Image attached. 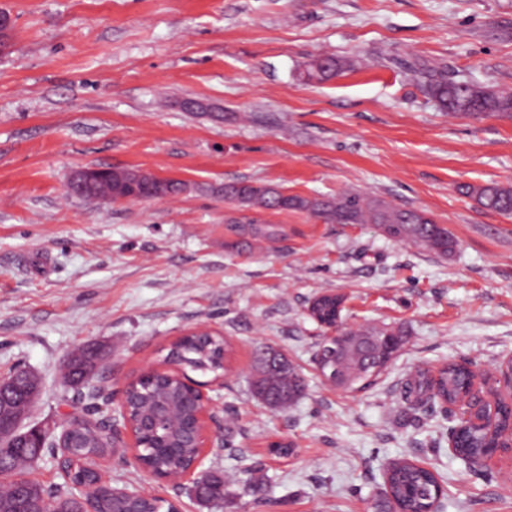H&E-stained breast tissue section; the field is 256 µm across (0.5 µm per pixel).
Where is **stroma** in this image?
<instances>
[{"label":"stroma","mask_w":512,"mask_h":512,"mask_svg":"<svg viewBox=\"0 0 512 512\" xmlns=\"http://www.w3.org/2000/svg\"><path fill=\"white\" fill-rule=\"evenodd\" d=\"M0 376L40 382L30 424L59 430L64 361L101 347L120 392L170 343L204 326L232 347L202 472L227 480L224 512H374L382 466H431L441 512H512V460L470 468L448 449L451 420L404 388L416 367L512 356V215L462 184L512 185V120L440 110L396 57L512 92V0H0ZM320 55L353 61L319 83ZM136 170L186 185L139 202L68 195L76 170ZM232 181L304 197L358 189L445 224L440 257L371 224L238 209ZM282 225L242 241L231 220ZM345 298L350 326L404 327L406 343L370 386L334 388L315 354L328 333L318 296ZM270 346L305 378L272 409L250 392ZM292 443V458L271 455ZM112 485L202 512L188 484L162 482L126 448ZM263 478L264 493L244 487Z\"/></svg>","instance_id":"1"}]
</instances>
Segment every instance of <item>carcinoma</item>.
Returning a JSON list of instances; mask_svg holds the SVG:
<instances>
[{
  "mask_svg": "<svg viewBox=\"0 0 512 512\" xmlns=\"http://www.w3.org/2000/svg\"><path fill=\"white\" fill-rule=\"evenodd\" d=\"M406 68L420 83L426 94L438 107L450 114L480 118L493 115L512 118V93L489 89L467 78H450L417 59L411 63L393 60ZM344 59L325 55L309 63L307 76L318 82L327 81L350 68ZM183 184L166 180L159 184L154 177L135 171L123 177L104 179L94 187L96 198L131 202L171 197L182 191ZM461 194L474 199L482 207L504 215L512 214V186L491 183L482 186L465 184ZM224 200L242 208L270 211L307 212L324 220L327 224H372L383 236L400 243H407L439 256L446 257L455 250L456 242L444 225L437 223L423 211L394 206L382 199L358 191H345L334 197H302L285 195L278 188L257 182H228L224 184ZM240 230L255 238L273 241L284 234L276 224H265L256 219L240 226ZM345 298L339 294L326 293L314 300L310 316L322 324H331L337 313L344 308ZM403 332L395 327L366 325L350 329L344 340L325 339L316 353V363L322 373L329 377L336 370V386L355 389L378 377L395 358L404 345ZM229 349L219 336H183L168 348L167 357L193 371L217 373L225 369ZM278 365L262 373L253 382L254 394L277 396L282 404L290 405L304 393L301 388L302 375L282 354H276ZM100 352L94 346L77 350L67 364L65 378L76 386L84 385L96 389L98 397L86 399V410L92 420L81 432L71 436L72 451L78 456L106 452L105 446L116 444L98 425L99 407L108 405L104 388L93 387L88 378ZM23 403L20 408L31 410L39 395L37 379H22ZM472 388L469 370L458 364H449L433 376L427 369H419L406 384V393L417 399L443 398L457 401ZM168 400L176 397L184 400L185 389L175 378L131 382L126 388L128 417L136 423L141 413L150 408L158 395ZM489 425L469 424L457 436L456 447L466 458L479 456L484 448L497 439H508L512 433V405L501 402L496 406ZM16 416L11 412L0 413V475L9 477L0 487V512H28L35 504L43 512H71L75 503L67 484H62L52 495H45L42 488L27 477L31 467L46 449L32 443L26 448L15 444ZM173 438L160 440L144 434L139 454L141 461L157 472L183 470L197 457L198 449L183 448L177 454L167 450ZM385 478L389 495L376 504L377 512H436L441 493L435 474L429 469L409 461H389L385 464ZM198 504L207 512L223 507L224 476L218 472L201 475L194 483ZM144 512H176V507L161 498L150 497L142 504Z\"/></svg>",
  "mask_w": 512,
  "mask_h": 512,
  "instance_id": "obj_1",
  "label": "carcinoma"
}]
</instances>
